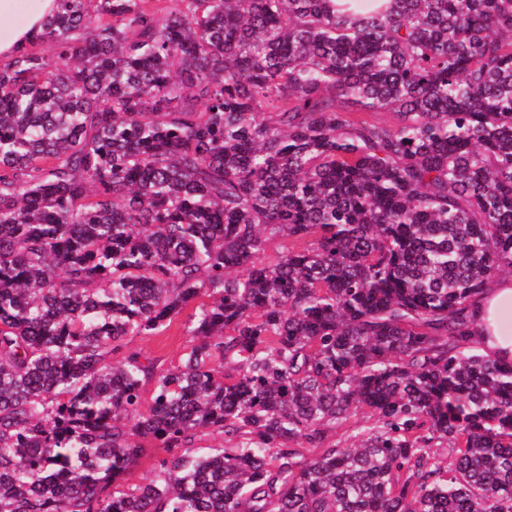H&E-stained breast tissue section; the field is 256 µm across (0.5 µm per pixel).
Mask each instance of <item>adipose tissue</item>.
<instances>
[{"label":"adipose tissue","mask_w":512,"mask_h":512,"mask_svg":"<svg viewBox=\"0 0 512 512\" xmlns=\"http://www.w3.org/2000/svg\"><path fill=\"white\" fill-rule=\"evenodd\" d=\"M18 0H0V62L5 63L27 45L53 13L55 0H33L22 19H15ZM475 332L481 348L495 359L512 361V279L494 281L476 311Z\"/></svg>","instance_id":"ef3b65f1"}]
</instances>
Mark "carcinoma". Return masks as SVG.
Returning a JSON list of instances; mask_svg holds the SVG:
<instances>
[{
  "label": "carcinoma",
  "instance_id": "1",
  "mask_svg": "<svg viewBox=\"0 0 512 512\" xmlns=\"http://www.w3.org/2000/svg\"><path fill=\"white\" fill-rule=\"evenodd\" d=\"M56 2L0 65V512H512V0ZM475 336L495 359L512 361V279L495 280L477 304ZM191 312L190 308H186L162 334L134 336L129 343L130 348L154 359L161 368L177 366L190 344L191 338L185 334L183 324ZM376 419L370 409L366 407L358 409L346 422L336 424V428H331L326 432L324 446L340 443L346 447L352 442L355 435L369 433L377 425ZM148 450L144 455L140 456L127 474L128 484H140L147 482L152 477V471L156 460L160 457L167 456L164 448L155 442L154 445H148Z\"/></svg>",
  "mask_w": 512,
  "mask_h": 512
}]
</instances>
